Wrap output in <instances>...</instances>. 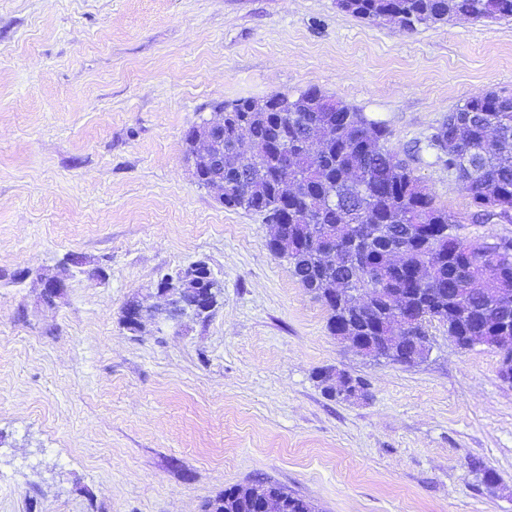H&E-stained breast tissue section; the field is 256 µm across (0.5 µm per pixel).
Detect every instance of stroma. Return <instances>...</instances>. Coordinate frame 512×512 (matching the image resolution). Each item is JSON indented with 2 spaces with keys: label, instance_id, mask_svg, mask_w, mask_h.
I'll list each match as a JSON object with an SVG mask.
<instances>
[{
  "label": "stroma",
  "instance_id": "1",
  "mask_svg": "<svg viewBox=\"0 0 512 512\" xmlns=\"http://www.w3.org/2000/svg\"><path fill=\"white\" fill-rule=\"evenodd\" d=\"M307 88L384 124L468 216L428 141L468 98L512 97V19L411 32L336 0H0V512H202L261 478L319 512H512L499 353L435 323L420 364L363 358L262 216L186 163L185 131L224 103ZM199 261L224 289L207 317L126 328L128 302L163 304L161 279ZM44 275L65 278L51 304ZM326 366L368 398L328 397Z\"/></svg>",
  "mask_w": 512,
  "mask_h": 512
}]
</instances>
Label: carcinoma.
<instances>
[{"instance_id":"cac0c4a2","label":"carcinoma","mask_w":512,"mask_h":512,"mask_svg":"<svg viewBox=\"0 0 512 512\" xmlns=\"http://www.w3.org/2000/svg\"><path fill=\"white\" fill-rule=\"evenodd\" d=\"M357 18L396 23L409 31L453 18H512V0H336ZM224 208L288 225L292 275L316 297L327 284L360 288L375 308L327 306L329 331L347 328L372 341L378 356L409 365L425 349L399 335L381 290L403 291L404 308L425 324L448 326V335L492 336L487 346L512 348V302L493 306V294L512 295V241L470 247L459 233L463 218L437 203L390 147L379 122L315 88L294 95L224 105ZM252 152L236 146L240 131ZM325 137L322 149L314 147ZM429 146L472 198L468 221L512 223V98L494 92L467 99L448 113ZM288 160V199L270 170ZM331 398L365 395L367 385L345 373L320 370ZM286 494L285 512H308V499L257 480L233 485L208 500L204 512H257L248 489Z\"/></svg>"}]
</instances>
